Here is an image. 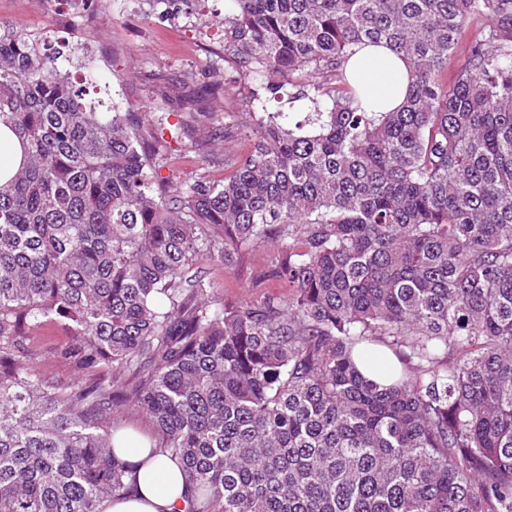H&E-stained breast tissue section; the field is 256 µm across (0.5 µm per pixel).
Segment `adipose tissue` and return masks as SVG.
I'll return each mask as SVG.
<instances>
[{
	"instance_id": "adipose-tissue-1",
	"label": "adipose tissue",
	"mask_w": 512,
	"mask_h": 512,
	"mask_svg": "<svg viewBox=\"0 0 512 512\" xmlns=\"http://www.w3.org/2000/svg\"><path fill=\"white\" fill-rule=\"evenodd\" d=\"M348 78L364 83L377 111L388 112L405 101L409 69L406 62L384 45L360 49L349 60ZM118 455H131L136 463L135 482L128 494L104 501L101 512H185V486L181 470L166 457L153 454L148 435L133 431L117 438Z\"/></svg>"
}]
</instances>
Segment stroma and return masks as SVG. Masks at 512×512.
<instances>
[{"label":"stroma","mask_w":512,"mask_h":512,"mask_svg":"<svg viewBox=\"0 0 512 512\" xmlns=\"http://www.w3.org/2000/svg\"><path fill=\"white\" fill-rule=\"evenodd\" d=\"M231 0H178L175 13L153 9L150 0H112L98 19L73 10L52 9L46 0H0V21L26 31H39L53 43L82 48L69 70L85 83L89 101L100 111L120 103L133 112H175L187 127L200 112H240L247 88L224 62V14ZM189 151H174L163 173L173 183L191 177L219 180L225 175L222 155L242 149L239 137L210 141L196 133ZM268 247L245 251L233 270L201 260L218 296L227 302L253 300L259 293L284 294L283 283L252 286L254 273L268 259ZM70 340L61 326L48 323L29 330L21 342L29 369L65 385L83 378V371L57 356Z\"/></svg>","instance_id":"35a3bbf8"}]
</instances>
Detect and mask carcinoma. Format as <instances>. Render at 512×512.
Returning a JSON list of instances; mask_svg holds the SVG:
<instances>
[{"label":"carcinoma","mask_w":512,"mask_h":512,"mask_svg":"<svg viewBox=\"0 0 512 512\" xmlns=\"http://www.w3.org/2000/svg\"><path fill=\"white\" fill-rule=\"evenodd\" d=\"M511 4L233 0L249 149L176 186L181 121L96 111L0 22V124L24 152L0 185V512L125 493L122 406L179 465L185 512H512V22L443 85L466 20ZM359 44L408 63L398 110L347 80ZM269 243L253 287L285 298L219 301L196 268ZM44 322L89 378L27 370L19 338Z\"/></svg>","instance_id":"1"}]
</instances>
